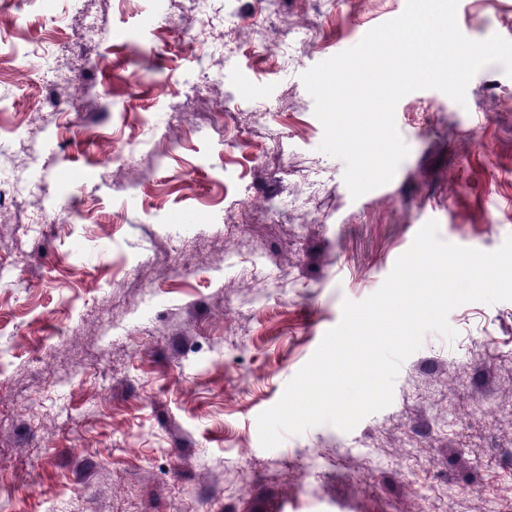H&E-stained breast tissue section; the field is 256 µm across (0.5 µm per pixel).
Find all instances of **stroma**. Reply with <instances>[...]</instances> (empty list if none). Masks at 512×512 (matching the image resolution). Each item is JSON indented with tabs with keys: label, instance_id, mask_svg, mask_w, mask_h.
I'll list each match as a JSON object with an SVG mask.
<instances>
[{
	"label": "stroma",
	"instance_id": "35a3bbf8",
	"mask_svg": "<svg viewBox=\"0 0 512 512\" xmlns=\"http://www.w3.org/2000/svg\"><path fill=\"white\" fill-rule=\"evenodd\" d=\"M406 0H295L251 45L249 0H215L237 51L195 45L190 0H0V507L5 512H512V301L454 309L392 404L351 432L323 424L263 448L257 417L335 327L382 285L429 220L482 251L512 235V78L490 64L465 104L419 90L396 107L408 157L352 198L301 75L399 16ZM21 74L16 48L65 43ZM473 40L512 41V0H459ZM64 72L72 110L30 125ZM281 151L267 154V138ZM124 155L126 163L113 162ZM327 192L310 198L307 183ZM262 182L277 185L255 199ZM239 232L227 236L224 209ZM195 238L196 251L175 248ZM280 267L277 287L229 255ZM382 459L365 480L366 455Z\"/></svg>",
	"mask_w": 512,
	"mask_h": 512
}]
</instances>
